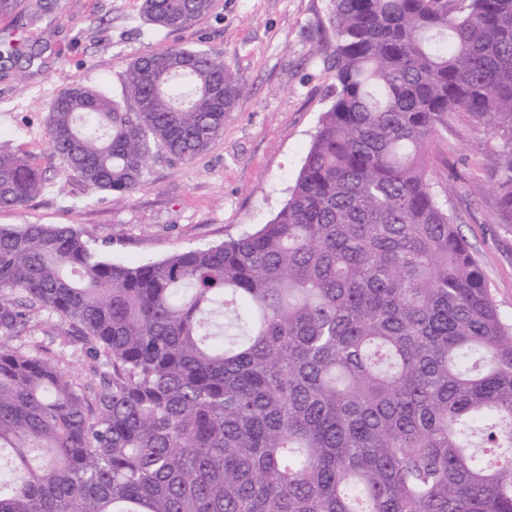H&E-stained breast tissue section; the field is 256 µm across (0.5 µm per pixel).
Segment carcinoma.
Returning a JSON list of instances; mask_svg holds the SVG:
<instances>
[{
    "mask_svg": "<svg viewBox=\"0 0 512 512\" xmlns=\"http://www.w3.org/2000/svg\"><path fill=\"white\" fill-rule=\"evenodd\" d=\"M332 2L334 101L270 223L138 266L69 224L0 227V512H512V323L425 160L449 115L484 125L512 224V0ZM213 5L140 12L172 32ZM242 91L223 53L171 45L112 95L61 90L49 141L123 197ZM45 182L0 150V209ZM36 310L93 391L15 344Z\"/></svg>",
    "mask_w": 512,
    "mask_h": 512,
    "instance_id": "1",
    "label": "carcinoma"
}]
</instances>
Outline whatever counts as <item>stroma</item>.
<instances>
[{
	"label": "stroma",
	"instance_id": "1",
	"mask_svg": "<svg viewBox=\"0 0 512 512\" xmlns=\"http://www.w3.org/2000/svg\"><path fill=\"white\" fill-rule=\"evenodd\" d=\"M50 2L34 28L24 7L0 17V42L21 34L37 41L34 59L0 58V150L26 153L47 178L23 209H0V226L70 224L112 262L139 265L222 243L275 217L333 103L331 0H215L209 15L171 33L143 22L139 0ZM170 45L223 52L242 78L223 134L194 159L153 163L131 196L93 192L51 148L52 99L74 84L116 88L134 58ZM497 146L483 125L459 113L431 137L426 162L439 202L512 319V226L498 216ZM24 340L65 370L88 366L47 312L32 313Z\"/></svg>",
	"mask_w": 512,
	"mask_h": 512
}]
</instances>
